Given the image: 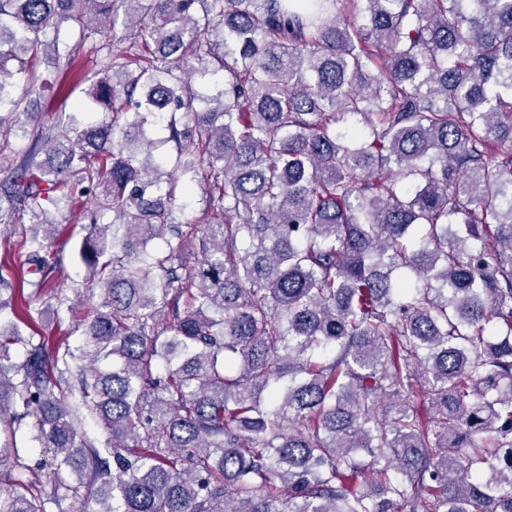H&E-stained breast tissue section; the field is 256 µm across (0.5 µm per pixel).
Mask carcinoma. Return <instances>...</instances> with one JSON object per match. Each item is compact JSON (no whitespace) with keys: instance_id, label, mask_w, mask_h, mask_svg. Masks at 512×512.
<instances>
[{"instance_id":"1","label":"carcinoma","mask_w":512,"mask_h":512,"mask_svg":"<svg viewBox=\"0 0 512 512\" xmlns=\"http://www.w3.org/2000/svg\"><path fill=\"white\" fill-rule=\"evenodd\" d=\"M64 27L128 47L82 78L105 118L0 184V224L44 227L0 275V424L52 453L27 484L0 447V512H512V0H0L18 143ZM87 195L101 301L50 352L19 324L67 306L48 211Z\"/></svg>"}]
</instances>
